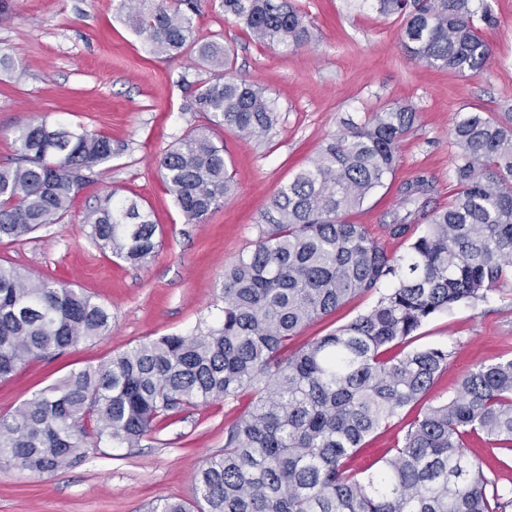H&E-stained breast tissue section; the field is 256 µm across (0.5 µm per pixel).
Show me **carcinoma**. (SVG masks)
<instances>
[{
	"label": "carcinoma",
	"mask_w": 512,
	"mask_h": 512,
	"mask_svg": "<svg viewBox=\"0 0 512 512\" xmlns=\"http://www.w3.org/2000/svg\"><path fill=\"white\" fill-rule=\"evenodd\" d=\"M224 16L285 51L316 40L288 0H220ZM401 19L411 57L459 75L484 70L492 49L484 0H376ZM130 27L155 54L191 53L209 76L186 110L205 123L159 160L186 224H203L234 190L218 131H269L274 106L231 70L230 47L197 37V0H121ZM416 117L396 103L364 123L350 120L272 199L254 249L224 271L219 322L140 343L73 371L0 417V461L49 475L105 446L134 448L172 413L251 396L226 431L224 453L200 469L193 502L159 498L149 512H506L467 439L512 450V359L480 364L457 396L409 425L379 470L360 478L349 460L365 439L416 403L448 367L438 347L405 350L429 319L487 298L512 275V125L471 112L453 125L457 192L428 209L431 179L400 190L415 209L388 214L393 236L426 222L401 259L343 215L394 170ZM112 139L41 119L14 136L0 164V239H25L59 224L91 174L112 161ZM83 224L104 253L131 266L159 247V225L107 186ZM374 305L322 336L297 342L312 322L350 300ZM112 329V312L70 284L0 265V379L33 360L63 355Z\"/></svg>",
	"instance_id": "cac0c4a2"
}]
</instances>
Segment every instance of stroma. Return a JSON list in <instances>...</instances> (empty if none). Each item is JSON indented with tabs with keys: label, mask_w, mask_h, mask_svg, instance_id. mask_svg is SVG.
Segmentation results:
<instances>
[{
	"label": "stroma",
	"mask_w": 512,
	"mask_h": 512,
	"mask_svg": "<svg viewBox=\"0 0 512 512\" xmlns=\"http://www.w3.org/2000/svg\"><path fill=\"white\" fill-rule=\"evenodd\" d=\"M297 2L318 38L284 52L225 18L218 0H198V35L223 36L234 50L235 73L266 88L277 121L259 137L223 132L235 191L206 223L187 224L158 160L202 122L185 109L202 67L186 56L150 54L126 25L120 0H12L10 20L0 23V54L11 59L0 66V161L13 155L15 130L40 118L88 127L123 151L84 186L61 223L24 241L0 242V263L72 282L112 311L106 336L84 341L57 360L30 362L0 380V417L70 372L141 342L213 323L222 307L224 271L253 249L257 223L272 197L344 131L346 120L360 122L397 103L417 113L393 175L346 216L388 253L405 255L411 241L391 236L385 225L404 182L430 177L438 210L454 198V121L477 108L495 113L512 105V0H488L494 22L483 35L492 59L485 70L467 76L407 56L399 20L378 14L374 0ZM106 184L136 200L162 228L158 251L144 267L102 253L86 234L83 216ZM411 345L448 349V368L388 430L367 438L354 459L358 468L376 470L383 449L394 447L427 407L455 396L476 365L512 358V282L484 301L430 319ZM248 401L244 395L182 411L140 447H103L48 476L0 466V512H145L158 498H192L197 472L209 457L223 453L225 430ZM471 456L512 502V451L475 438Z\"/></svg>",
	"instance_id": "1"
}]
</instances>
